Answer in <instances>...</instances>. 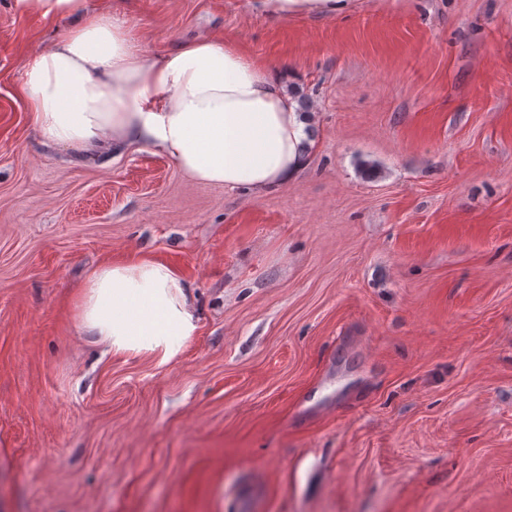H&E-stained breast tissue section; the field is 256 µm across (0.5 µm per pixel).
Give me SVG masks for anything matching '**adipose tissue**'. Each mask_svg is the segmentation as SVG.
Here are the masks:
<instances>
[{"label":"adipose tissue","instance_id":"obj_1","mask_svg":"<svg viewBox=\"0 0 512 512\" xmlns=\"http://www.w3.org/2000/svg\"><path fill=\"white\" fill-rule=\"evenodd\" d=\"M87 3L16 0L23 13L70 22L22 66L18 92L42 145L78 156L147 149L192 181L257 194L304 169L308 120L286 90L287 72L263 67L220 38L147 55L123 20ZM77 328L107 353L165 367L198 335L200 316L192 284L141 257L87 275Z\"/></svg>","mask_w":512,"mask_h":512}]
</instances>
